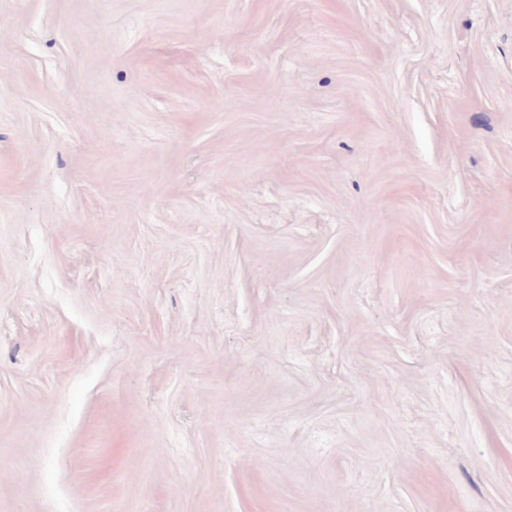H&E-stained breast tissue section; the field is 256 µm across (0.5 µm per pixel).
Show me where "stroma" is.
Returning a JSON list of instances; mask_svg holds the SVG:
<instances>
[{
  "mask_svg": "<svg viewBox=\"0 0 512 512\" xmlns=\"http://www.w3.org/2000/svg\"><path fill=\"white\" fill-rule=\"evenodd\" d=\"M512 0H0V512H512Z\"/></svg>",
  "mask_w": 512,
  "mask_h": 512,
  "instance_id": "stroma-1",
  "label": "stroma"
}]
</instances>
